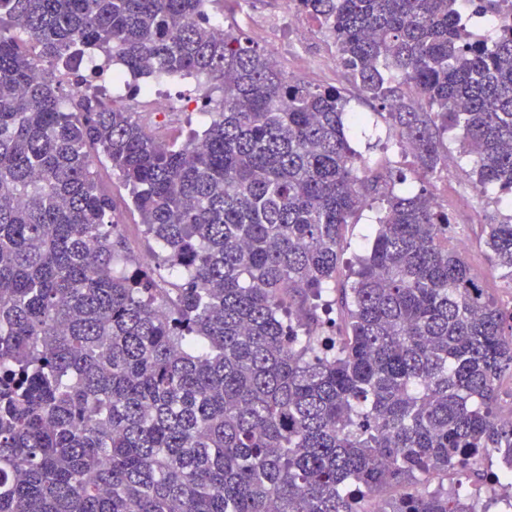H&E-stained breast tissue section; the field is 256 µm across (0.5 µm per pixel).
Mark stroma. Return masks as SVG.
<instances>
[{"instance_id":"35a3bbf8","label":"stroma","mask_w":512,"mask_h":512,"mask_svg":"<svg viewBox=\"0 0 512 512\" xmlns=\"http://www.w3.org/2000/svg\"><path fill=\"white\" fill-rule=\"evenodd\" d=\"M212 10L216 14L234 19L238 28L255 44L269 49L278 68L285 75L313 85L344 84L342 69L331 61L334 54L331 41L306 17L288 19L281 11L280 0H249L245 5L240 4L239 0H217ZM350 106L355 111L367 113L370 118L368 125L352 129L354 147L372 167L382 169L395 161L404 170L409 181L418 182L419 175L413 156L399 157L386 151L387 125L384 118L369 103L354 99ZM448 147V166L431 179L428 189L447 207L460 233L468 240L466 256L474 270L480 273L487 292L500 305L510 308L512 290L505 288L480 239L481 224L489 222L495 214L505 212L506 207L492 200L482 204L474 198L466 176L458 164V143L449 141ZM97 172L101 187L111 193L119 203L116 214L125 226L124 235L131 258L130 265L138 267L149 254V246L142 234L138 215L123 206L125 192L113 176L111 168L101 164L98 165Z\"/></svg>"}]
</instances>
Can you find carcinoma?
I'll return each mask as SVG.
<instances>
[{
  "label": "carcinoma",
  "instance_id": "carcinoma-1",
  "mask_svg": "<svg viewBox=\"0 0 512 512\" xmlns=\"http://www.w3.org/2000/svg\"><path fill=\"white\" fill-rule=\"evenodd\" d=\"M209 2L0 0V512H360L411 479L383 512H468L428 477L512 459V309L448 249L426 182L461 130L478 200L512 195V29L461 11L502 0H293L411 145L417 189L362 162L340 89L217 36ZM102 59L204 75L215 115L164 142L93 84ZM100 158L156 244L132 273ZM373 206L338 290L344 228ZM482 233L512 290V212ZM338 300L343 330L318 314Z\"/></svg>",
  "mask_w": 512,
  "mask_h": 512
}]
</instances>
